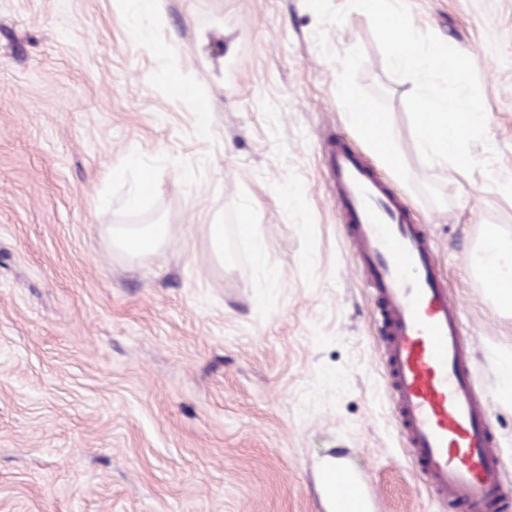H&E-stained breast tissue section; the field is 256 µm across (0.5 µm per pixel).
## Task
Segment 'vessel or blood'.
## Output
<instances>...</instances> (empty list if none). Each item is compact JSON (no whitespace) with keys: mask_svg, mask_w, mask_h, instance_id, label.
Returning <instances> with one entry per match:
<instances>
[{"mask_svg":"<svg viewBox=\"0 0 512 512\" xmlns=\"http://www.w3.org/2000/svg\"><path fill=\"white\" fill-rule=\"evenodd\" d=\"M327 154L345 238L378 305L387 390L409 458L450 512H512V480L473 348L431 238L344 138ZM348 457L328 454L318 469L321 512H380L370 481Z\"/></svg>","mask_w":512,"mask_h":512,"instance_id":"vessel-or-blood-1","label":"vessel or blood"}]
</instances>
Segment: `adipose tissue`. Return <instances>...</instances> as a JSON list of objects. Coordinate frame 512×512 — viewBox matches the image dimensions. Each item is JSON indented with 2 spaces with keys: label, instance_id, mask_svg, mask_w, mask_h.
Returning a JSON list of instances; mask_svg holds the SVG:
<instances>
[{
  "label": "adipose tissue",
  "instance_id": "ef3b65f1",
  "mask_svg": "<svg viewBox=\"0 0 512 512\" xmlns=\"http://www.w3.org/2000/svg\"><path fill=\"white\" fill-rule=\"evenodd\" d=\"M339 96L349 109L353 129L376 152L386 169L399 171V144L386 113L360 108L358 98L348 89H340ZM168 235L169 228L164 224L120 225L111 231L113 245L133 257L158 252L165 246ZM480 273L494 302L512 308V241L503 239L492 225L484 232Z\"/></svg>",
  "mask_w": 512,
  "mask_h": 512
}]
</instances>
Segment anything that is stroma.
Returning <instances> with one entry per match:
<instances>
[{"mask_svg": "<svg viewBox=\"0 0 512 512\" xmlns=\"http://www.w3.org/2000/svg\"><path fill=\"white\" fill-rule=\"evenodd\" d=\"M408 2L418 31L474 58L489 142L471 152L495 149L512 178V0ZM342 85L390 119L388 179L461 303L512 479V310L476 270L486 225L512 240V200L423 161L413 83L365 13L323 26L305 0H0V512H318L314 466L341 448L383 512H441L404 451L326 180L339 134L383 169ZM144 173L155 194L135 208ZM155 223L161 251L113 249V225Z\"/></svg>", "mask_w": 512, "mask_h": 512, "instance_id": "obj_1", "label": "stroma"}]
</instances>
